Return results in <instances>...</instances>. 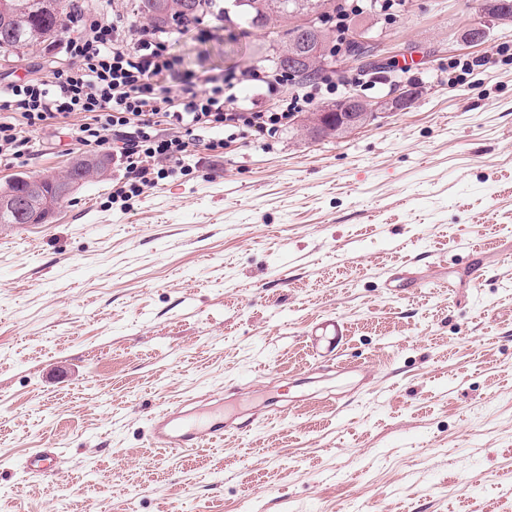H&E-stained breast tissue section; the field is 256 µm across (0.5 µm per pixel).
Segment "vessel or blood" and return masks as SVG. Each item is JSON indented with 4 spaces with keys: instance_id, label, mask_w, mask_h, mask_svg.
Returning a JSON list of instances; mask_svg holds the SVG:
<instances>
[{
    "instance_id": "obj_1",
    "label": "vessel or blood",
    "mask_w": 512,
    "mask_h": 512,
    "mask_svg": "<svg viewBox=\"0 0 512 512\" xmlns=\"http://www.w3.org/2000/svg\"><path fill=\"white\" fill-rule=\"evenodd\" d=\"M150 436L159 448H199L223 438L224 424L215 419L200 420L181 403L152 416ZM58 464L59 456L55 449L42 448L29 456L26 468L35 474L48 475L57 469Z\"/></svg>"
}]
</instances>
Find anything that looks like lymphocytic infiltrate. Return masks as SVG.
I'll return each instance as SVG.
<instances>
[{
    "label": "lymphocytic infiltrate",
    "mask_w": 512,
    "mask_h": 512,
    "mask_svg": "<svg viewBox=\"0 0 512 512\" xmlns=\"http://www.w3.org/2000/svg\"><path fill=\"white\" fill-rule=\"evenodd\" d=\"M178 30L130 21L110 0H75L47 74L0 84V161L18 160L32 133L59 127L87 150L110 151L125 172L112 183L113 202L128 203L170 174L192 173L195 148L224 154V132L262 138L313 105L297 93L279 112L239 102L230 78L194 80L175 72L170 47ZM168 75L170 86L157 82Z\"/></svg>",
    "instance_id": "f902f5d3"
}]
</instances>
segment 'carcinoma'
I'll return each mask as SVG.
<instances>
[{
    "instance_id": "obj_1",
    "label": "carcinoma",
    "mask_w": 512,
    "mask_h": 512,
    "mask_svg": "<svg viewBox=\"0 0 512 512\" xmlns=\"http://www.w3.org/2000/svg\"><path fill=\"white\" fill-rule=\"evenodd\" d=\"M204 0H137V11L143 18L157 25L176 22L182 28L195 25ZM65 0H8L3 23L0 24V50L13 51L43 43L60 33L62 16L66 14ZM305 11L314 13L321 22L320 35L329 41L333 30L328 27L336 13V0H244L230 5L224 0V22H238L249 29L271 25L281 28L280 44L269 49L270 62L302 82L313 81L321 73L316 64L288 56L289 44L299 40L295 19ZM91 158L71 164L66 173L45 184L53 193L72 182L84 178L82 171L89 168ZM32 212L11 207L0 208V224H33Z\"/></svg>"
}]
</instances>
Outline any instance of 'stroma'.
Wrapping results in <instances>:
<instances>
[{
  "instance_id": "1",
  "label": "stroma",
  "mask_w": 512,
  "mask_h": 512,
  "mask_svg": "<svg viewBox=\"0 0 512 512\" xmlns=\"http://www.w3.org/2000/svg\"><path fill=\"white\" fill-rule=\"evenodd\" d=\"M487 4L361 16L397 65L339 55L318 102L396 84L408 110L320 142L300 112L128 210L115 165L51 223L0 224V512H512V24ZM269 44L202 25L172 54L219 75ZM33 141L0 186L85 154ZM404 267L426 287H388ZM186 399L223 440L154 447L150 416ZM51 444L57 474L26 473Z\"/></svg>"
}]
</instances>
